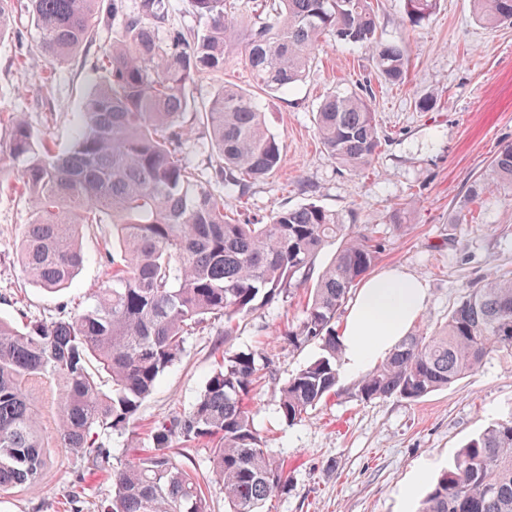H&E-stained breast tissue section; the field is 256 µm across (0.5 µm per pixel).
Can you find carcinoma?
<instances>
[{
    "instance_id": "cac0c4a2",
    "label": "carcinoma",
    "mask_w": 512,
    "mask_h": 512,
    "mask_svg": "<svg viewBox=\"0 0 512 512\" xmlns=\"http://www.w3.org/2000/svg\"><path fill=\"white\" fill-rule=\"evenodd\" d=\"M102 0H28L39 32L35 56L62 65L93 42ZM121 15L119 37L94 68L103 79L89 98L66 152L9 114V154L22 163L16 196L31 204L19 259L34 285L57 292L83 262L86 224H110L119 253L105 254L107 280L91 305L67 318L0 320V496L17 487L42 490L47 465L45 405L54 410L56 447L84 456L92 469L112 473V499L101 512H208L199 478L168 453L173 443L208 447L214 478L229 512H266L288 489L283 462L267 451L249 402L272 371L258 351L226 352L192 408L154 423L152 451L121 467L102 438L126 432L158 379L185 344L216 317L231 335L261 303L311 285L288 344H318L319 355L276 392L290 425L336 392L341 345L336 322L355 287L378 258L367 228L343 224L315 203L281 207L264 224L224 213V196L183 156L191 126L188 87L203 74L224 76L233 52L244 50L256 84L275 94L302 80L321 46L334 36L369 51L377 76L397 84L408 60L397 42L378 33L370 0H280L241 33L224 13V0H189L205 20L200 30L167 28L166 0H141ZM479 19L494 28L512 23V0H473ZM438 0H405L415 25ZM16 13L0 0V35ZM216 152L210 180L245 195L248 183L274 172L281 148L252 95L220 85L199 112ZM321 144L336 162L361 173L379 140L368 93L329 94L315 115ZM512 186V144L503 146L471 196ZM340 241L332 262L315 259ZM512 356V276L468 289L432 331L405 336L362 376L364 400L398 396L414 401L477 373L495 356ZM420 512H512V416L471 438L443 472Z\"/></svg>"
}]
</instances>
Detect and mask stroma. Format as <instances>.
I'll return each mask as SVG.
<instances>
[{"mask_svg":"<svg viewBox=\"0 0 512 512\" xmlns=\"http://www.w3.org/2000/svg\"><path fill=\"white\" fill-rule=\"evenodd\" d=\"M383 39L403 42L409 57L404 84L376 79L368 50L325 38L302 82L285 93L259 95L267 127L279 141L282 163L252 181L245 196L228 191L224 210L262 219L280 206L316 203L346 224L367 226L381 242L376 270L396 267L425 281L427 300L416 328L443 324L467 288L512 270V187L470 196L499 149L512 143V24L490 29L473 14L471 0H440L435 13L410 25L404 0H371ZM119 30L112 0L89 44L56 67L43 83V64L29 50L38 41L21 21L0 37V112L23 113L38 134L68 150L88 97L103 78L93 67ZM254 88L242 54L223 80L202 75L187 90L208 103L220 83ZM368 89L381 147L369 169L354 174L323 149L314 114L328 92ZM432 101L429 110L418 101ZM30 212L9 188H0V318L46 321L87 307L105 278L101 256L112 247L110 225L86 226L85 257L68 287L51 293L30 283L17 245ZM307 302L304 289L262 306L242 319L233 336L217 320L191 337L184 354L141 404L133 433H112L105 444L115 461L134 458L132 438H145L154 422L189 410L224 352L261 351L273 377L253 398L257 428L268 451L284 461L288 489L273 497L272 512H418L432 483L459 449L488 425L512 415V358L487 364L475 375L409 401L397 396L364 400L359 375L339 374L336 393L302 422L285 423L276 388L319 353L296 349L285 334ZM110 480L63 448L50 451L42 491L0 497V512H96L111 494Z\"/></svg>","mask_w":512,"mask_h":512,"instance_id":"35a3bbf8","label":"stroma"}]
</instances>
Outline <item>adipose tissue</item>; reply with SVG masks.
I'll return each mask as SVG.
<instances>
[{"label": "adipose tissue", "instance_id": "adipose-tissue-1", "mask_svg": "<svg viewBox=\"0 0 512 512\" xmlns=\"http://www.w3.org/2000/svg\"><path fill=\"white\" fill-rule=\"evenodd\" d=\"M427 288L410 273L393 269L359 288L340 332L343 366L353 372L384 357L422 313Z\"/></svg>", "mask_w": 512, "mask_h": 512}]
</instances>
